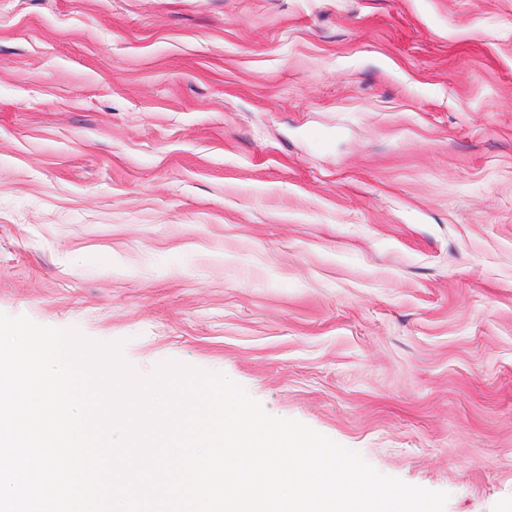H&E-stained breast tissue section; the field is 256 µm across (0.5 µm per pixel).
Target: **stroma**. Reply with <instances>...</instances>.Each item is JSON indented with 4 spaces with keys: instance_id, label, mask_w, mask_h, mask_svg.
I'll list each match as a JSON object with an SVG mask.
<instances>
[{
    "instance_id": "stroma-1",
    "label": "stroma",
    "mask_w": 512,
    "mask_h": 512,
    "mask_svg": "<svg viewBox=\"0 0 512 512\" xmlns=\"http://www.w3.org/2000/svg\"><path fill=\"white\" fill-rule=\"evenodd\" d=\"M0 312L512 512V0H0Z\"/></svg>"
}]
</instances>
